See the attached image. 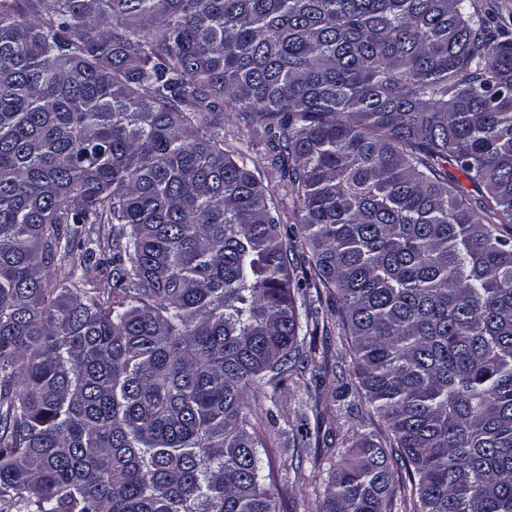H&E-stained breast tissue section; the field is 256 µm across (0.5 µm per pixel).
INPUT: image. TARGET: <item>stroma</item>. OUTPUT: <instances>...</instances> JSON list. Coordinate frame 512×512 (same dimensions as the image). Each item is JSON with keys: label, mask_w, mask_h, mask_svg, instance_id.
Instances as JSON below:
<instances>
[{"label": "stroma", "mask_w": 512, "mask_h": 512, "mask_svg": "<svg viewBox=\"0 0 512 512\" xmlns=\"http://www.w3.org/2000/svg\"><path fill=\"white\" fill-rule=\"evenodd\" d=\"M248 152L263 181L278 196L284 224H292V201L286 184L273 163V155L262 136L252 135ZM306 308L315 315V326L304 340L303 349L314 357L316 375L292 376L277 389L267 391L259 404L251 405L248 417L258 428L272 432V454L265 463L271 475L277 512H317L324 497L329 468L344 455L353 431L382 435L386 427L374 415L362 420L349 418L343 389H357L355 367L340 337L335 302L328 291L308 288ZM306 425V447L289 443L288 430Z\"/></svg>", "instance_id": "stroma-1"}]
</instances>
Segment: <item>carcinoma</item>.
Here are the masks:
<instances>
[{
	"mask_svg": "<svg viewBox=\"0 0 512 512\" xmlns=\"http://www.w3.org/2000/svg\"><path fill=\"white\" fill-rule=\"evenodd\" d=\"M506 224L512 32L474 0H0V512H277L245 409L317 369L304 247L390 432L321 512H512ZM238 123V121L236 120ZM240 129H242L241 139L238 128L235 125H228L225 122L224 129L226 132L225 148L233 151L237 146L243 143L244 146H248V152L253 160L254 165L262 173L263 181L269 186L272 191H275L280 202H282V211L284 215L283 222L288 227L291 226L294 220L291 217L292 201L288 194V188L286 184L281 180L277 167L273 164V153L269 151L268 146L265 144L261 135L252 134L249 135L243 123H238ZM252 141V143L249 142ZM247 142V144H246Z\"/></svg>",
	"mask_w": 512,
	"mask_h": 512,
	"instance_id": "1",
	"label": "carcinoma"
}]
</instances>
